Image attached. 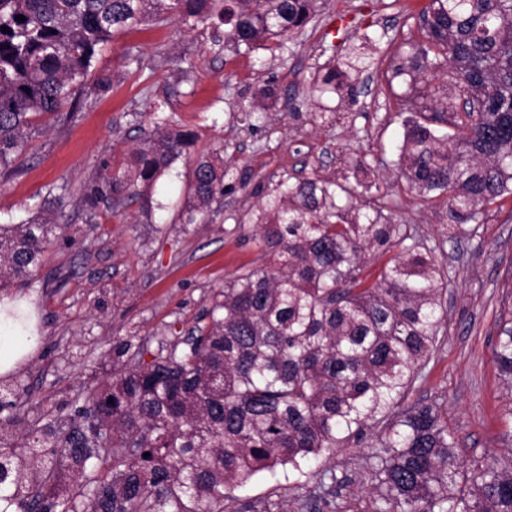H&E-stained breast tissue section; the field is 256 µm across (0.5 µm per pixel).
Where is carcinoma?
Returning <instances> with one entry per match:
<instances>
[{
	"label": "carcinoma",
	"mask_w": 512,
	"mask_h": 512,
	"mask_svg": "<svg viewBox=\"0 0 512 512\" xmlns=\"http://www.w3.org/2000/svg\"><path fill=\"white\" fill-rule=\"evenodd\" d=\"M319 0H0V177L25 132L60 117L118 31L176 16L224 27L239 54L288 40ZM22 15L25 21L16 20ZM396 50L389 88L402 116L398 167L408 190L442 200L438 238L362 203L348 182L281 178L248 214L259 263L241 268L183 343L159 347L86 389L68 416L0 418V512H242L234 490L364 447L367 495L331 493L316 512H512V450L472 468L444 402L402 404L447 335L444 244L474 237L486 208L512 197V0H429L421 39ZM336 92V69L314 80ZM449 123L454 133L434 123ZM168 128L107 176L133 199L184 155ZM218 153L192 168L189 212L224 193ZM58 225L32 218L0 232V288L42 266ZM389 255L366 271L367 252ZM512 383V325L492 351ZM149 457H143V454Z\"/></svg>",
	"instance_id": "cac0c4a2"
}]
</instances>
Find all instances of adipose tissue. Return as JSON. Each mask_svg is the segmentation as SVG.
<instances>
[{
	"label": "adipose tissue",
	"mask_w": 512,
	"mask_h": 512,
	"mask_svg": "<svg viewBox=\"0 0 512 512\" xmlns=\"http://www.w3.org/2000/svg\"><path fill=\"white\" fill-rule=\"evenodd\" d=\"M28 302L23 298H0V377L13 373L34 352L35 338L19 321L26 314Z\"/></svg>",
	"instance_id": "1"
}]
</instances>
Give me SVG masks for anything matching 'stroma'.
I'll return each instance as SVG.
<instances>
[{
    "label": "stroma",
    "mask_w": 512,
    "mask_h": 512,
    "mask_svg": "<svg viewBox=\"0 0 512 512\" xmlns=\"http://www.w3.org/2000/svg\"><path fill=\"white\" fill-rule=\"evenodd\" d=\"M427 2L322 0L304 33L273 53L233 54L223 29L191 30L170 18L119 33L96 54L87 88L67 106L70 118L32 129L0 180V225L37 213L58 224L35 276L0 289L26 299L37 317L36 352L0 378L22 412L70 413L88 383L121 365L119 342L141 346L147 363L160 345L204 324L214 294L258 258L238 226L256 209L259 187L281 176L351 178L350 157L367 154V180L387 182L395 222L436 237L440 206L398 178L402 129L385 81L390 42L419 39ZM352 51L373 60L362 89L316 99L314 78ZM265 87L275 97L263 102ZM167 118L193 137L185 157L140 198L114 196L105 176L162 133ZM216 149L233 174L218 203L189 214L191 160ZM445 251L448 333L405 403L443 400L470 463L512 447L503 439L512 430V387L491 352L499 318L512 313V199L490 204L477 235ZM327 469L342 494L368 483L363 449H340L327 467H314L308 485Z\"/></svg>",
    "instance_id": "obj_1"
}]
</instances>
